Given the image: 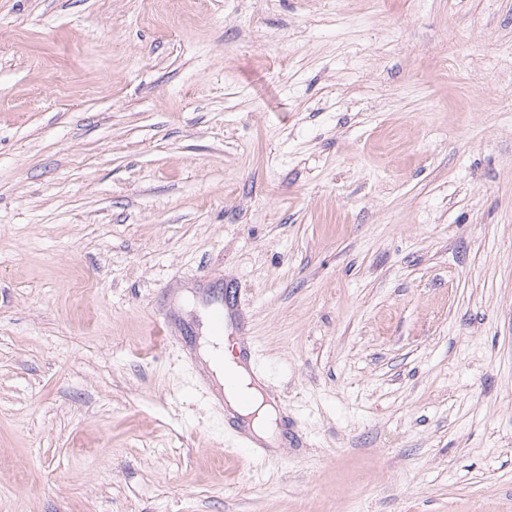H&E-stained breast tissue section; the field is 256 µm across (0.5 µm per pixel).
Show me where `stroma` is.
Instances as JSON below:
<instances>
[{"mask_svg":"<svg viewBox=\"0 0 512 512\" xmlns=\"http://www.w3.org/2000/svg\"><path fill=\"white\" fill-rule=\"evenodd\" d=\"M0 512H512V0H0ZM202 357L216 390L225 385V378L234 377L235 371L241 374L238 376L236 390L225 387L227 394L225 401L229 412L231 415L235 413L240 416L254 415L251 426L254 433L274 443L271 434L274 428L275 413L269 406L263 404L262 396L257 389L249 386L250 379L244 365L234 354L233 345L227 341L225 336H207V342L202 349Z\"/></svg>","mask_w":512,"mask_h":512,"instance_id":"35a3bbf8","label":"stroma"}]
</instances>
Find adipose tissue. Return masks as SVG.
I'll return each instance as SVG.
<instances>
[{
  "label": "adipose tissue",
  "mask_w": 512,
  "mask_h": 512,
  "mask_svg": "<svg viewBox=\"0 0 512 512\" xmlns=\"http://www.w3.org/2000/svg\"><path fill=\"white\" fill-rule=\"evenodd\" d=\"M202 357L215 386H223L226 378L237 376V389L228 391L225 397L230 413L252 416L254 433L264 439L270 438L275 413L269 406L264 405L257 389L251 387L250 379L243 374V366L234 354L232 344L223 336L208 337L202 349Z\"/></svg>",
  "instance_id": "obj_1"
}]
</instances>
